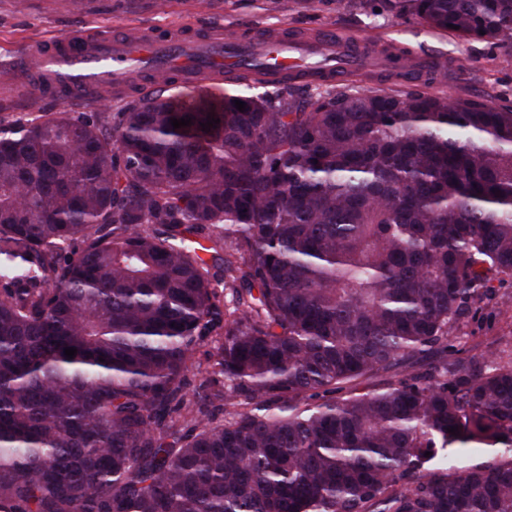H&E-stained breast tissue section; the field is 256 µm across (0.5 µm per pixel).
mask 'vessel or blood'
<instances>
[{"instance_id": "1", "label": "vessel or blood", "mask_w": 512, "mask_h": 512, "mask_svg": "<svg viewBox=\"0 0 512 512\" xmlns=\"http://www.w3.org/2000/svg\"><path fill=\"white\" fill-rule=\"evenodd\" d=\"M325 58L339 71L354 72L366 59L345 41L334 37L318 40L272 37H214L205 40L144 39L134 43H84L69 37L54 45L34 50L33 65L39 75L61 85L67 94L90 95L104 83L119 86L131 75L133 64L148 72L166 74L178 70L181 84L197 85L199 75H208L205 93L219 97L224 93V66L237 69L260 65L270 71L282 68L301 72L307 60Z\"/></svg>"}]
</instances>
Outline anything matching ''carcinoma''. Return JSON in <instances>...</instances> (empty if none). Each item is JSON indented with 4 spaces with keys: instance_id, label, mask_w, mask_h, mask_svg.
I'll return each instance as SVG.
<instances>
[{
    "instance_id": "cac0c4a2",
    "label": "carcinoma",
    "mask_w": 512,
    "mask_h": 512,
    "mask_svg": "<svg viewBox=\"0 0 512 512\" xmlns=\"http://www.w3.org/2000/svg\"><path fill=\"white\" fill-rule=\"evenodd\" d=\"M388 8L512 58V0ZM294 80L0 118V512H512V364L448 355L512 278V109ZM215 346L216 343H209L196 353L194 358V366L187 375V387L190 393L198 388L199 384L209 377L211 371L210 354L215 352ZM431 358L429 357H414L407 361L401 362L399 365L392 368L387 373H384L379 377L374 383L377 387H383L387 383L391 381H395L398 378L402 377L407 371L412 369H425L431 363Z\"/></svg>"
}]
</instances>
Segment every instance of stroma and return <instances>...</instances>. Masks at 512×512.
Returning a JSON list of instances; mask_svg holds the SVG:
<instances>
[{"mask_svg":"<svg viewBox=\"0 0 512 512\" xmlns=\"http://www.w3.org/2000/svg\"><path fill=\"white\" fill-rule=\"evenodd\" d=\"M360 13L342 0H0V117L37 112H115L141 95L140 82L121 91L65 100L44 90L27 64L34 45L60 36L121 40L140 28L158 38L179 32L220 36L243 32L265 36L323 35L336 31L356 49H386L412 64L406 78L389 64L370 62L366 75H336V82L361 91H442L449 98L495 97L512 105V59L486 42L461 40L432 31L410 14L390 12L386 0ZM450 355H483L512 362V280L493 279L486 295L448 336Z\"/></svg>","mask_w":512,"mask_h":512,"instance_id":"35a3bbf8","label":"stroma"}]
</instances>
